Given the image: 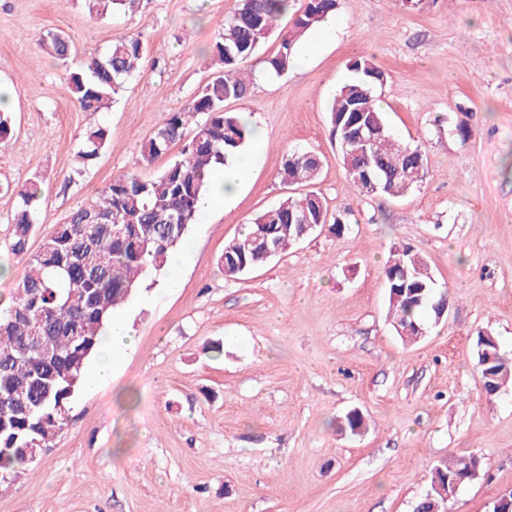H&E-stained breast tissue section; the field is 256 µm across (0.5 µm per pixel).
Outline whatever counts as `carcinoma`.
Returning <instances> with one entry per match:
<instances>
[{
	"mask_svg": "<svg viewBox=\"0 0 512 512\" xmlns=\"http://www.w3.org/2000/svg\"><path fill=\"white\" fill-rule=\"evenodd\" d=\"M137 0H88V9L101 16L126 13ZM292 0H237L224 21V31L211 56L215 72L181 111L170 112L141 145V162L151 164L170 147L184 143L181 157L159 173L142 177L127 173L100 189L97 198L73 210L49 233L39 249L30 251V237L38 220L41 186L33 175L12 188L15 199L11 252L25 273L8 308L0 312V473L16 481L30 471L25 449L49 448L67 425L70 404L84 384L87 361L99 349L107 319L138 290L149 273L162 270L196 220L199 204L208 192L205 175L242 151L251 137L248 124L225 109L241 101L251 89L245 66L258 59L265 40ZM337 0H299L291 26L279 31V51L265 58V69L277 76L293 64L295 45L323 18L336 10ZM48 54L66 60L71 41L55 32L39 39ZM137 38L112 44L102 56L91 55L80 69L65 72L73 99L84 112H98L120 96L141 68L154 67ZM355 79L336 91L330 125L343 143L352 125L362 129L365 141L341 148L343 167L357 195L402 198L419 188L427 163L417 145L400 144L391 137L374 89L387 81L384 71L360 58L350 62ZM202 116L193 131L192 118ZM103 126L88 129L77 152L74 173L82 175L108 148ZM315 153L293 151L280 174L285 184L311 183L319 175ZM124 230L112 233L113 216ZM100 218L101 224L90 220ZM348 214L329 215L324 199L311 191L287 196L255 217L247 231L224 247L220 268L224 276L239 279L272 260L266 249L247 241L264 233L282 254L329 224L340 234ZM392 327L412 344L427 330L424 316L437 319L448 303L427 263L409 247H392L384 267ZM477 365L483 383L495 392L512 381V358L501 352L493 336H478ZM337 430L357 436L363 417L348 413ZM483 466L477 455L452 456L441 461L414 512H447L455 480L465 484Z\"/></svg>",
	"mask_w": 512,
	"mask_h": 512,
	"instance_id": "1",
	"label": "carcinoma"
}]
</instances>
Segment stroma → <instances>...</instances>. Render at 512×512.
<instances>
[{
  "label": "stroma",
  "instance_id": "obj_1",
  "mask_svg": "<svg viewBox=\"0 0 512 512\" xmlns=\"http://www.w3.org/2000/svg\"><path fill=\"white\" fill-rule=\"evenodd\" d=\"M235 4L139 0L102 19L86 0H0V86L13 98L0 144V306L25 270L10 249L8 185L42 180L35 250L113 177L158 173L166 158L142 165L140 146L210 79L209 50ZM336 19L304 69L270 77L253 62L250 95L228 105L265 133L262 148H244L249 179L224 206L201 204L182 263L148 275L126 304L135 345L107 382L83 387L0 512H413L437 462L468 453L485 465L448 512H490L512 490V387L487 396L476 365L481 333L512 354V0H338ZM49 31L70 36L67 63L41 50ZM127 37L155 67L108 108L82 111L67 66ZM356 58L388 75L375 94L392 137L425 152L427 179L406 198L358 197L343 168L328 107ZM94 125L110 146L74 176ZM295 150L322 167L287 187L279 173ZM311 190L350 212L344 233L319 229L226 278L225 244L283 195ZM394 244L454 298L409 347L387 318ZM216 341L223 353L210 352ZM352 409L369 424L358 438L335 429Z\"/></svg>",
  "mask_w": 512,
  "mask_h": 512
}]
</instances>
